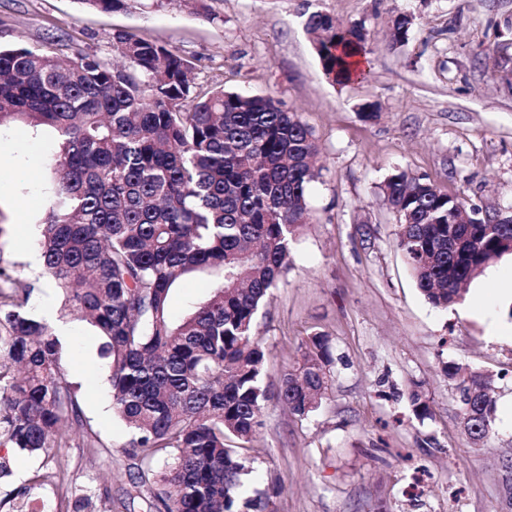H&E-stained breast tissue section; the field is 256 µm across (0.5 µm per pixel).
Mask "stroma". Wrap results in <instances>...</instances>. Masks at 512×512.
<instances>
[{
  "instance_id": "35a3bbf8",
  "label": "stroma",
  "mask_w": 512,
  "mask_h": 512,
  "mask_svg": "<svg viewBox=\"0 0 512 512\" xmlns=\"http://www.w3.org/2000/svg\"><path fill=\"white\" fill-rule=\"evenodd\" d=\"M132 0L101 11L78 0H0V46L84 50L115 63L112 34L163 43L192 66L195 84L270 96L296 112L319 146L323 178L309 192L285 283L255 332L270 349L265 381L277 387L308 336H328L333 362L321 407L305 418L269 401L256 441L273 512H512L502 463L512 459V254L490 264L461 301L441 310L417 289L396 246L397 223L379 186L395 169L427 178L465 206L512 210V0ZM411 11L407 41L389 21ZM321 11L368 32V75L326 78L305 29ZM378 107L365 119L364 104ZM48 128L0 129V265L33 286L32 312L67 327L61 370L85 431L68 430L49 453L63 486L29 488L42 459L0 444V512H53L71 491L94 512H157V481L140 482L129 436L110 407L100 338L77 316L58 319L39 254L53 202ZM456 363L492 375L493 432L473 445L461 428ZM429 406L415 416L410 394Z\"/></svg>"
}]
</instances>
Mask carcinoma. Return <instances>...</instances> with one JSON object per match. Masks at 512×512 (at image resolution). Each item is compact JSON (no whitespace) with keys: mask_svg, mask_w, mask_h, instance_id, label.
<instances>
[{"mask_svg":"<svg viewBox=\"0 0 512 512\" xmlns=\"http://www.w3.org/2000/svg\"><path fill=\"white\" fill-rule=\"evenodd\" d=\"M120 10L127 0H78ZM395 41L413 24L391 20ZM324 74L351 77L365 53L359 24L316 11L306 20ZM121 68L94 55L64 62L40 48H0V126L49 127L54 203L40 224L46 274L63 309L98 331L112 411L144 466L170 462L155 499L163 512H272V492L251 482V444L271 397L301 418L329 387L331 352L308 337L302 362L276 393L264 384L268 349L255 335L260 311L285 278L293 244L320 177L317 145L295 112L271 96L201 91L172 48L126 31L112 35ZM394 213L397 247L423 296L456 304L467 285L512 247V212L471 209L404 170L380 186ZM204 276L209 291L175 318L172 291ZM32 287L0 266V442L43 453L31 479L62 468L48 448L64 426L83 428L78 398L59 366L61 342L30 309ZM461 427L490 436V376L448 365Z\"/></svg>","mask_w":512,"mask_h":512,"instance_id":"carcinoma-1","label":"carcinoma"}]
</instances>
